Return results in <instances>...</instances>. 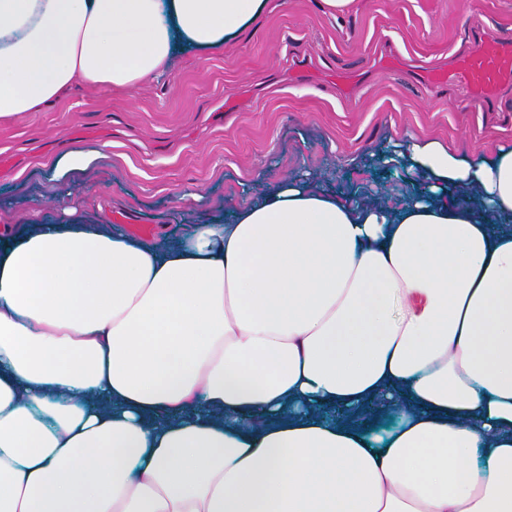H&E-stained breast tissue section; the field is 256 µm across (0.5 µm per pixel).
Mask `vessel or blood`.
Masks as SVG:
<instances>
[{"mask_svg": "<svg viewBox=\"0 0 512 512\" xmlns=\"http://www.w3.org/2000/svg\"><path fill=\"white\" fill-rule=\"evenodd\" d=\"M433 79L451 78L464 85L473 101L481 102L512 86V41L481 35L472 51L460 55L454 64L432 73Z\"/></svg>", "mask_w": 512, "mask_h": 512, "instance_id": "1", "label": "vessel or blood"}]
</instances>
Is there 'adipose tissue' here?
Returning a JSON list of instances; mask_svg holds the SVG:
<instances>
[{
  "label": "adipose tissue",
  "instance_id": "ef3b65f1",
  "mask_svg": "<svg viewBox=\"0 0 512 512\" xmlns=\"http://www.w3.org/2000/svg\"><path fill=\"white\" fill-rule=\"evenodd\" d=\"M267 0H0V119L132 90ZM390 207L282 180L164 241L0 235V512H512V148Z\"/></svg>",
  "mask_w": 512,
  "mask_h": 512
}]
</instances>
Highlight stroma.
<instances>
[{"instance_id": "stroma-1", "label": "stroma", "mask_w": 512, "mask_h": 512, "mask_svg": "<svg viewBox=\"0 0 512 512\" xmlns=\"http://www.w3.org/2000/svg\"><path fill=\"white\" fill-rule=\"evenodd\" d=\"M476 26L512 39V0H355L339 17L321 0H268L208 59L180 57L132 91L77 85L1 120L0 227L74 208L174 230L306 174L398 204L415 187L373 162L388 140L437 139L471 158L512 146V87L477 111L465 88L428 78L469 51ZM73 148L99 157L58 178L52 162Z\"/></svg>"}]
</instances>
